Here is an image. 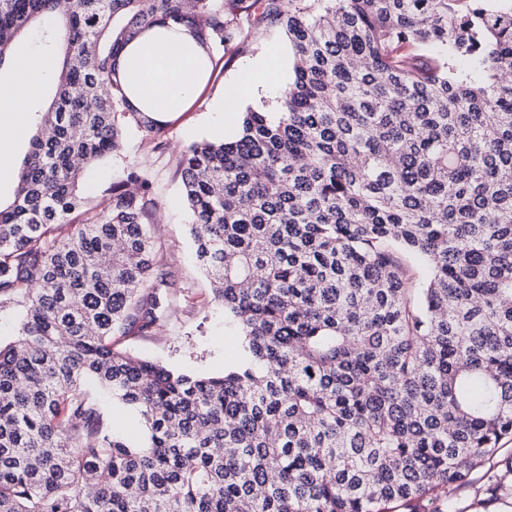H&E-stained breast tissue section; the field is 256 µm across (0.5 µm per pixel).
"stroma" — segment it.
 <instances>
[{"mask_svg":"<svg viewBox=\"0 0 512 512\" xmlns=\"http://www.w3.org/2000/svg\"><path fill=\"white\" fill-rule=\"evenodd\" d=\"M276 48L286 54L291 51L281 25L252 23L234 50L214 54L209 81L188 109L165 120L162 149L151 150L143 134L132 130L124 134L120 152L85 172L84 195L95 204L114 180L136 171L149 183L158 214L166 218L165 223L151 225L150 231L165 245L164 264L177 281L178 297L162 327L143 336L115 337L117 349L200 375L223 373L225 366L239 359L238 329L225 317L223 304L215 299L194 257L177 162L191 143L223 140L224 115L218 106L225 86L246 64Z\"/></svg>","mask_w":512,"mask_h":512,"instance_id":"1","label":"stroma"}]
</instances>
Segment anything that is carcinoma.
<instances>
[{"mask_svg":"<svg viewBox=\"0 0 512 512\" xmlns=\"http://www.w3.org/2000/svg\"><path fill=\"white\" fill-rule=\"evenodd\" d=\"M57 0H0V65ZM75 0L55 95L0 206V512H455L484 464L512 499V0ZM278 22L281 112L178 162L196 258L242 357L194 376L113 347L175 286L131 172L115 60L184 26L208 54ZM360 64H354V61ZM142 434L117 430L113 410ZM18 308H0V344L7 345L15 338L19 323Z\"/></svg>","mask_w":512,"mask_h":512,"instance_id":"carcinoma-1","label":"carcinoma"}]
</instances>
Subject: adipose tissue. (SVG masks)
Here are the masks:
<instances>
[{"instance_id": "ef3b65f1", "label": "adipose tissue", "mask_w": 512, "mask_h": 512, "mask_svg": "<svg viewBox=\"0 0 512 512\" xmlns=\"http://www.w3.org/2000/svg\"><path fill=\"white\" fill-rule=\"evenodd\" d=\"M116 66L131 88L130 104L159 118L184 111L211 71V61L194 36L175 24L153 28L135 38L118 55ZM55 71L53 58L42 52H28L16 59L13 80L0 83V130H8L15 140L26 134V104L39 97ZM282 83L277 54L256 59L246 65L220 109L237 112L241 98L259 89L278 91Z\"/></svg>"}]
</instances>
